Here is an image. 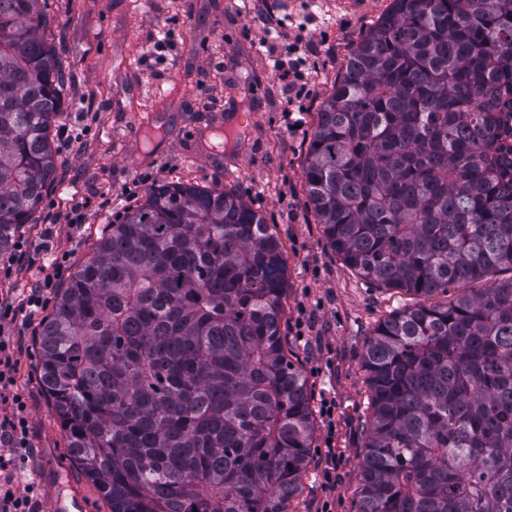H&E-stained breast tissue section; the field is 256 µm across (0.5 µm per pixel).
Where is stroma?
<instances>
[{"label":"stroma","mask_w":512,"mask_h":512,"mask_svg":"<svg viewBox=\"0 0 512 512\" xmlns=\"http://www.w3.org/2000/svg\"><path fill=\"white\" fill-rule=\"evenodd\" d=\"M319 2L312 9L306 0H49V39L67 76L56 170L17 248L0 255V340L14 364L7 392L26 404L31 443L13 485L32 491L37 512L74 502L80 512H111L69 455L43 387L40 324L93 256L104 226L122 220L148 192L178 183L234 191L278 237L287 281L280 332L307 379L313 421L289 510L357 512L369 415L364 345L382 320L415 298L352 272L306 204L303 168L317 111L351 50L391 5ZM269 18L316 50L304 112H289L288 96L257 46ZM164 29L170 36L159 49ZM47 274L54 286L30 312V289Z\"/></svg>","instance_id":"35a3bbf8"}]
</instances>
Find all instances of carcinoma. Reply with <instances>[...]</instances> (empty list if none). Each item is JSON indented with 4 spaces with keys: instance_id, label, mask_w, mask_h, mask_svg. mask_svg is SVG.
Here are the masks:
<instances>
[{
    "instance_id": "cac0c4a2",
    "label": "carcinoma",
    "mask_w": 512,
    "mask_h": 512,
    "mask_svg": "<svg viewBox=\"0 0 512 512\" xmlns=\"http://www.w3.org/2000/svg\"><path fill=\"white\" fill-rule=\"evenodd\" d=\"M47 0H0V253L41 207L65 72ZM512 0H392L323 101L307 205L344 264L444 305L364 347L358 512H512V186L495 174ZM62 289L40 377L111 512H288L313 424L285 264L234 192H152ZM484 279L489 287L466 293Z\"/></svg>"
}]
</instances>
